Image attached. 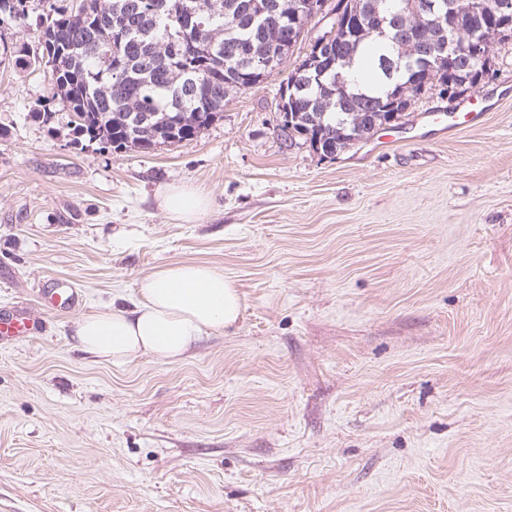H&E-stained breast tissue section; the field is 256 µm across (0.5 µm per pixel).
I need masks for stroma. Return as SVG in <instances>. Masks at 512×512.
<instances>
[{
	"instance_id": "1",
	"label": "stroma",
	"mask_w": 512,
	"mask_h": 512,
	"mask_svg": "<svg viewBox=\"0 0 512 512\" xmlns=\"http://www.w3.org/2000/svg\"><path fill=\"white\" fill-rule=\"evenodd\" d=\"M27 9L0 47L36 45ZM492 70L483 124L422 127L430 90L326 158L281 141L278 74L145 153L33 122L46 68L0 65V310L41 325L0 347V512H512V39ZM180 183L198 223L157 205ZM177 262L235 281L233 326L175 362L74 347ZM64 280L76 307H43ZM158 206L181 224H195L210 208L208 194L192 185H165L156 194Z\"/></svg>"
}]
</instances>
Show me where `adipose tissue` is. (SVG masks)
<instances>
[{"label": "adipose tissue", "instance_id": "1", "mask_svg": "<svg viewBox=\"0 0 512 512\" xmlns=\"http://www.w3.org/2000/svg\"><path fill=\"white\" fill-rule=\"evenodd\" d=\"M173 220L194 224L210 208L207 193L192 185H165L156 194ZM134 308H107L78 319L76 347L115 363L149 353L175 361L204 335L237 321L241 296L222 268L204 263H171L141 279Z\"/></svg>", "mask_w": 512, "mask_h": 512}]
</instances>
